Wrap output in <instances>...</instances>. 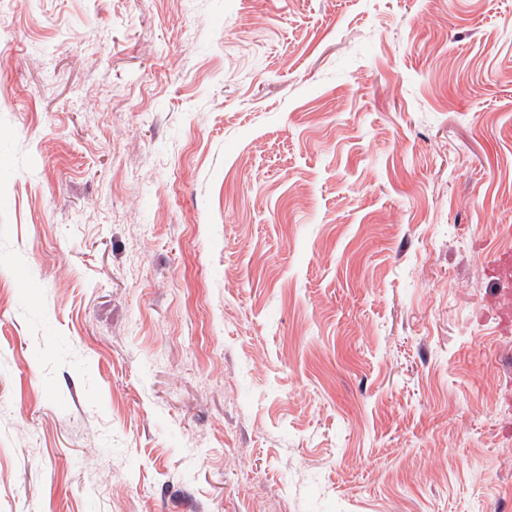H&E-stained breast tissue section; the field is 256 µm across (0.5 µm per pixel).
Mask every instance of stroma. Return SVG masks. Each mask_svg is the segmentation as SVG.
<instances>
[{
  "label": "stroma",
  "instance_id": "obj_1",
  "mask_svg": "<svg viewBox=\"0 0 512 512\" xmlns=\"http://www.w3.org/2000/svg\"><path fill=\"white\" fill-rule=\"evenodd\" d=\"M512 0H0V512H512ZM491 276L496 292L495 308L498 326L502 331L512 330V246L502 248L495 255Z\"/></svg>",
  "mask_w": 512,
  "mask_h": 512
}]
</instances>
